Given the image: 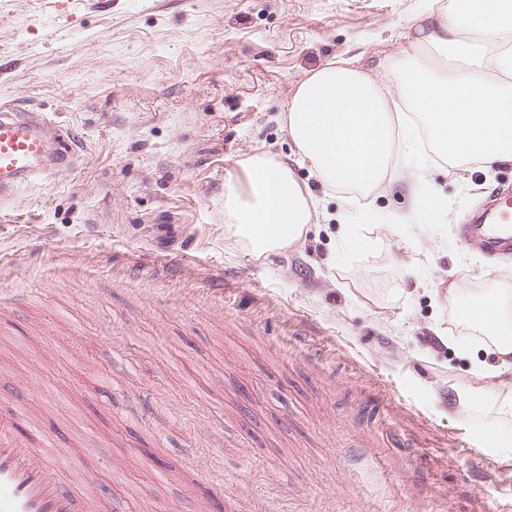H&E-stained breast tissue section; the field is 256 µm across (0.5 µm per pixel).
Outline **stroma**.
<instances>
[{
	"label": "stroma",
	"mask_w": 512,
	"mask_h": 512,
	"mask_svg": "<svg viewBox=\"0 0 512 512\" xmlns=\"http://www.w3.org/2000/svg\"><path fill=\"white\" fill-rule=\"evenodd\" d=\"M432 24L425 0H0V101L53 113L82 157L0 203V415L63 480L113 512H512V374H479L495 356L443 299L512 290V251L459 232L512 163L422 134L351 251L356 193L281 125L305 74L387 77ZM257 149L322 200L262 261L224 239Z\"/></svg>",
	"instance_id": "1"
}]
</instances>
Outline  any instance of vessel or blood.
<instances>
[{
  "label": "vessel or blood",
  "mask_w": 512,
  "mask_h": 512,
  "mask_svg": "<svg viewBox=\"0 0 512 512\" xmlns=\"http://www.w3.org/2000/svg\"><path fill=\"white\" fill-rule=\"evenodd\" d=\"M74 142L72 130L53 117L1 102L0 200L34 180L75 170ZM462 235L489 254L512 250V188L492 193ZM0 512H109V506L88 485L64 484L57 464L31 448L13 421L0 419Z\"/></svg>",
  "instance_id": "1"
}]
</instances>
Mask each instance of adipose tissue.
<instances>
[{"instance_id": "1", "label": "adipose tissue", "mask_w": 512, "mask_h": 512, "mask_svg": "<svg viewBox=\"0 0 512 512\" xmlns=\"http://www.w3.org/2000/svg\"><path fill=\"white\" fill-rule=\"evenodd\" d=\"M436 27L416 38L419 58L388 62L394 89L351 59L337 58L307 73L283 122L302 160L326 187L369 192L390 182L403 113L415 146L427 128L436 148L455 162H512V0H431ZM244 187L224 189V237L252 258L303 244L321 205L287 161L257 150L239 160ZM448 300L470 334L496 356L482 374L512 371V293Z\"/></svg>"}]
</instances>
